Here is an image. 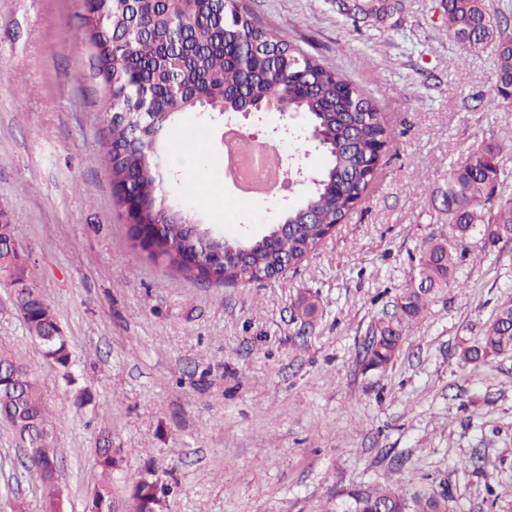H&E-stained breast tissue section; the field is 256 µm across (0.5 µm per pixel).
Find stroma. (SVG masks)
Instances as JSON below:
<instances>
[{
    "mask_svg": "<svg viewBox=\"0 0 512 512\" xmlns=\"http://www.w3.org/2000/svg\"><path fill=\"white\" fill-rule=\"evenodd\" d=\"M441 3L384 0L376 19L338 0H238L373 93L394 137L362 201L313 253L277 279L218 285L174 276L130 244L84 0H0V220L57 313L75 384L1 285L0 345L43 383L69 512H83L100 479L105 437L121 459L115 487L161 478L163 512H347L356 487L424 483L447 491L449 512H512V355L476 367L461 357L512 299V241L463 242L454 283L406 330L396 362L369 369L361 356L423 242L450 233L436 195L449 165L493 137L512 170V103L491 104L494 53L461 62ZM221 135L198 112L169 127L162 202L195 206L227 235L260 231L307 188L239 203L224 185ZM188 141L201 154L177 166ZM304 292L318 304L308 323L295 309ZM0 512H45L1 421Z\"/></svg>",
    "mask_w": 512,
    "mask_h": 512,
    "instance_id": "35a3bbf8",
    "label": "stroma"
}]
</instances>
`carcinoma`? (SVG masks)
<instances>
[{"label": "carcinoma", "mask_w": 512, "mask_h": 512, "mask_svg": "<svg viewBox=\"0 0 512 512\" xmlns=\"http://www.w3.org/2000/svg\"><path fill=\"white\" fill-rule=\"evenodd\" d=\"M443 6L448 36L461 59L487 48L494 51L497 98L492 103L511 102L512 31L502 27L487 0H445ZM137 9L132 40L126 39L129 15L112 3L88 11L83 36L95 49L98 74L109 92L112 187L130 181L136 189L130 219L139 224L164 221L163 235L146 257L184 279L201 281L184 256L207 240L208 227L191 209L178 205L166 214L156 205L162 132L181 113L201 108L202 101L247 109L276 93L288 110L303 114L319 130L328 163L320 171L319 185L284 216L288 231L273 226L257 239L221 242L220 283H249L284 258L301 261L322 241L324 225L339 224L367 191L381 160L375 147L393 138L378 100L281 32L255 25L237 0H142ZM250 42L257 54L244 62L241 47ZM144 91L152 95L155 110L152 128L143 131L138 112L124 102ZM500 150L498 142L484 141L449 166L446 187L438 196L455 236L425 242L416 265L419 282L402 289L393 311L383 312L374 325L363 346L366 366L383 368L399 357L406 324L423 312L428 296L454 281L459 242L475 236L486 244L512 241V198L495 197L508 178L498 160ZM24 322L44 357L72 383V354L52 306L37 296ZM507 354L512 355L511 300L498 308L481 341L462 356L468 363L488 364ZM1 415L25 446L31 470L46 480L58 457L42 386L5 347L0 348ZM119 463L109 444L97 448L95 465L105 480L94 488L84 512H114L112 471ZM349 497V512H448V494L429 488L412 493L359 488ZM127 502L132 512H163L164 493L151 477L141 475L132 481Z\"/></svg>", "instance_id": "cac0c4a2"}]
</instances>
